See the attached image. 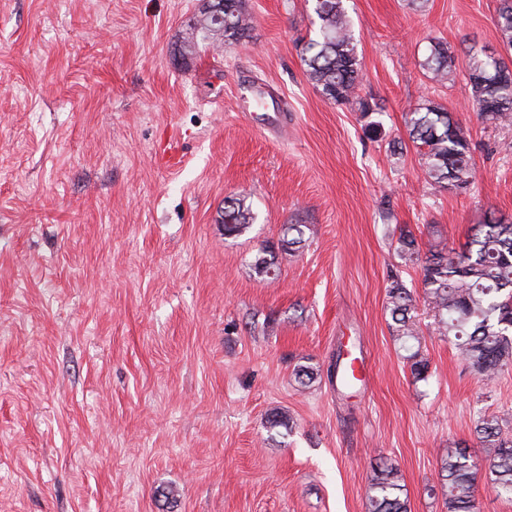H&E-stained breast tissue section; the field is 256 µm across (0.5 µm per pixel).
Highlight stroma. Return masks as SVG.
I'll return each instance as SVG.
<instances>
[{
    "instance_id": "obj_1",
    "label": "stroma",
    "mask_w": 512,
    "mask_h": 512,
    "mask_svg": "<svg viewBox=\"0 0 512 512\" xmlns=\"http://www.w3.org/2000/svg\"><path fill=\"white\" fill-rule=\"evenodd\" d=\"M346 4L368 117L306 77L313 0H248L246 44L189 57L204 0H0V512H367L382 458L409 512H446L449 450L486 461L478 418L512 427V366L474 376L396 250L403 229L458 248L486 212L512 215V123L474 112L461 57L442 83L421 66L434 39L502 50L498 0ZM425 98L470 133L467 192L389 151ZM228 197L256 214L238 236ZM286 224L303 242L257 276ZM393 273L425 382L392 335ZM345 349L364 372L347 394L327 377Z\"/></svg>"
}]
</instances>
